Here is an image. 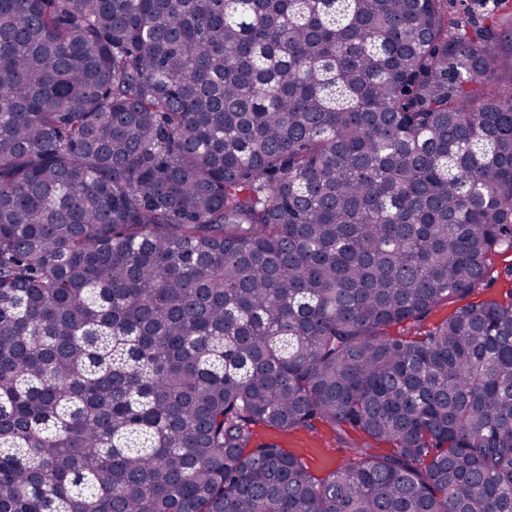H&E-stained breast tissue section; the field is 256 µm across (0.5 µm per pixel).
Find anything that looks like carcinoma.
Segmentation results:
<instances>
[{
    "label": "carcinoma",
    "mask_w": 512,
    "mask_h": 512,
    "mask_svg": "<svg viewBox=\"0 0 512 512\" xmlns=\"http://www.w3.org/2000/svg\"><path fill=\"white\" fill-rule=\"evenodd\" d=\"M501 248L512 0H0V512H512ZM491 273L485 284L471 296L462 301L442 302L437 305L423 321L406 322L391 328L393 334H414L433 328L436 324L455 313L457 308L466 303L496 301L509 303L512 295V251L496 253L490 259ZM340 430L333 424L315 420L313 427H302L288 433L256 425L250 447L275 443L285 451L299 456L316 477L325 476L337 467L353 462V448H369L368 452L382 455L388 452L384 444H376L362 432L347 426Z\"/></svg>",
    "instance_id": "carcinoma-1"
}]
</instances>
